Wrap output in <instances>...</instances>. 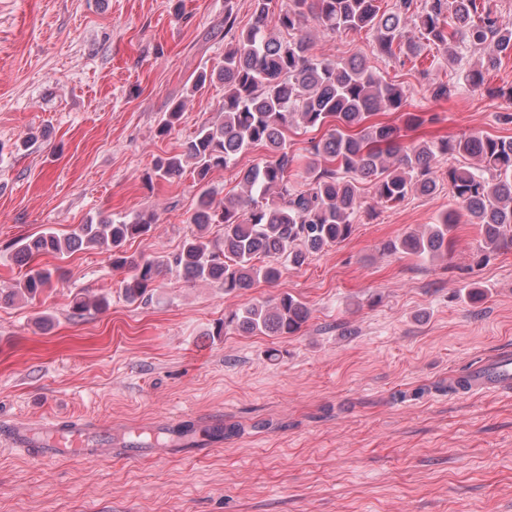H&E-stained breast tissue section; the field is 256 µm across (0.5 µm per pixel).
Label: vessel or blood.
<instances>
[{
  "mask_svg": "<svg viewBox=\"0 0 512 512\" xmlns=\"http://www.w3.org/2000/svg\"><path fill=\"white\" fill-rule=\"evenodd\" d=\"M463 385L469 392H512V349L495 353L483 368L468 376ZM110 437V429L80 419H51L36 425L0 423V443L21 450L28 457L50 462L59 458L92 460L112 454V447L89 445L91 436Z\"/></svg>",
  "mask_w": 512,
  "mask_h": 512,
  "instance_id": "vessel-or-blood-1",
  "label": "vessel or blood"
}]
</instances>
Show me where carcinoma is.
I'll list each match as a JSON object with an SVG mask.
<instances>
[{
    "label": "carcinoma",
    "mask_w": 512,
    "mask_h": 512,
    "mask_svg": "<svg viewBox=\"0 0 512 512\" xmlns=\"http://www.w3.org/2000/svg\"><path fill=\"white\" fill-rule=\"evenodd\" d=\"M254 0L253 22L225 48L224 120L204 124L183 144L179 154L158 158L146 181L173 180L191 166L198 187L197 207L190 223L196 232L181 248L156 258H135L128 241L144 236L155 224L151 213L98 224H82L59 236L52 231L14 243L26 271L11 296L33 300L53 287L56 270L32 268L29 260L41 253L64 256L82 247L111 253L112 268L126 270L121 294L126 301L149 300L157 278L175 273L190 280L215 284L232 293L257 280L278 281L286 265L300 266L310 256L347 239L367 207L361 185L373 189L370 209L392 208L412 195H427L448 182L458 208L443 214L420 233L387 243L386 253L404 252L435 258L448 253V232L463 215L479 226L489 253L512 250V137L481 132L405 145L401 129L422 126L424 112L407 111V91L372 70L365 56L330 59L317 55L305 31L313 18L326 33L368 31L373 49L381 55L417 57L422 47L448 50L461 40L486 52L481 68L464 75L473 92L485 88V72L499 55L512 52V22L489 2L478 0H395L382 12L379 0ZM415 28L418 38L408 36ZM431 96L445 100L456 86L440 82L427 70ZM390 112L398 126L376 116ZM326 129L307 153L288 151L293 128ZM268 150L267 158L240 171V193L216 199L210 173L227 167L254 147ZM440 156L470 157L473 165L436 166ZM303 181H296V177ZM221 227L211 238L207 229ZM310 317V309L290 294H282L229 315L212 335L229 327L253 335L292 336Z\"/></svg>",
    "instance_id": "obj_1"
}]
</instances>
